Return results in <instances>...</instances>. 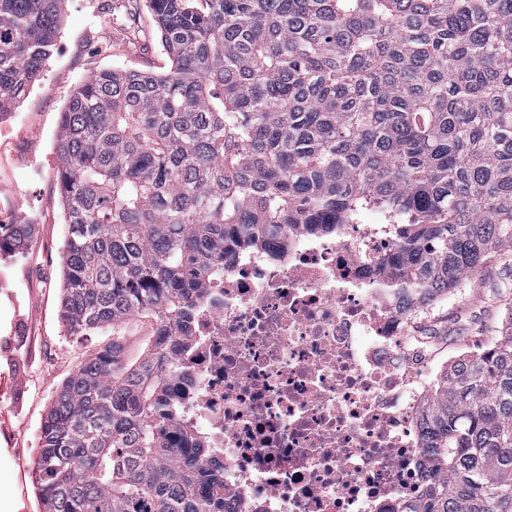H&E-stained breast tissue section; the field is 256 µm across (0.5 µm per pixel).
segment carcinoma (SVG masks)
<instances>
[{"label": "carcinoma", "mask_w": 512, "mask_h": 512, "mask_svg": "<svg viewBox=\"0 0 512 512\" xmlns=\"http://www.w3.org/2000/svg\"><path fill=\"white\" fill-rule=\"evenodd\" d=\"M62 0H0V117L35 83ZM170 65L105 69L60 116V318L150 315L64 381L33 462L42 512H224L223 471L169 434L173 336L224 249L365 210L381 265L430 303L512 249V0H145ZM29 224H0V252ZM416 512H512V326L435 380ZM153 324L152 318L141 315L129 319L120 327L125 362H134L142 355L146 341L152 332Z\"/></svg>", "instance_id": "carcinoma-1"}]
</instances>
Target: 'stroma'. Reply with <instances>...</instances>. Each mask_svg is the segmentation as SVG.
Here are the masks:
<instances>
[{"instance_id":"obj_1","label":"stroma","mask_w":512,"mask_h":512,"mask_svg":"<svg viewBox=\"0 0 512 512\" xmlns=\"http://www.w3.org/2000/svg\"><path fill=\"white\" fill-rule=\"evenodd\" d=\"M144 0H64L59 35L30 93L0 118V216L29 224L0 256V512H42L32 481L39 427L65 379L109 341H78L59 321L66 232L56 181L59 118L75 87L105 68H167ZM512 306V257L492 254L473 276L420 314L448 358L495 341Z\"/></svg>"}]
</instances>
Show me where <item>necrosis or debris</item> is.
<instances>
[{
	"instance_id": "necrosis-or-debris-1",
	"label": "necrosis or debris",
	"mask_w": 512,
	"mask_h": 512,
	"mask_svg": "<svg viewBox=\"0 0 512 512\" xmlns=\"http://www.w3.org/2000/svg\"><path fill=\"white\" fill-rule=\"evenodd\" d=\"M388 227L297 224L224 257L172 381L182 447L224 470L226 512H412L433 353L379 265Z\"/></svg>"
}]
</instances>
